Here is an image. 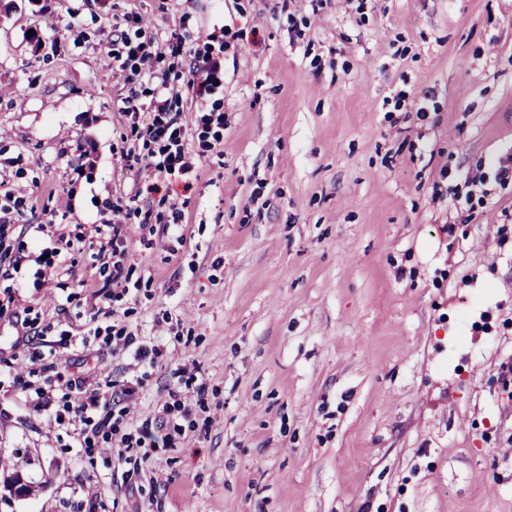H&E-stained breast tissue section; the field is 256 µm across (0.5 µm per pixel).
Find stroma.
<instances>
[{
	"label": "stroma",
	"instance_id": "35a3bbf8",
	"mask_svg": "<svg viewBox=\"0 0 512 512\" xmlns=\"http://www.w3.org/2000/svg\"><path fill=\"white\" fill-rule=\"evenodd\" d=\"M112 24L224 45L174 101L173 192L127 166L163 144ZM511 156L512 0H0V487L34 485L0 512H512ZM133 197L112 288L94 227ZM102 374L134 394L89 456L30 395ZM161 418L169 446L118 451ZM224 62V45L218 48L210 44L205 54L195 53L190 61L189 78L184 82L187 90H192L196 105L202 107L206 96L214 89V75L220 71ZM205 75V77H203Z\"/></svg>",
	"mask_w": 512,
	"mask_h": 512
}]
</instances>
